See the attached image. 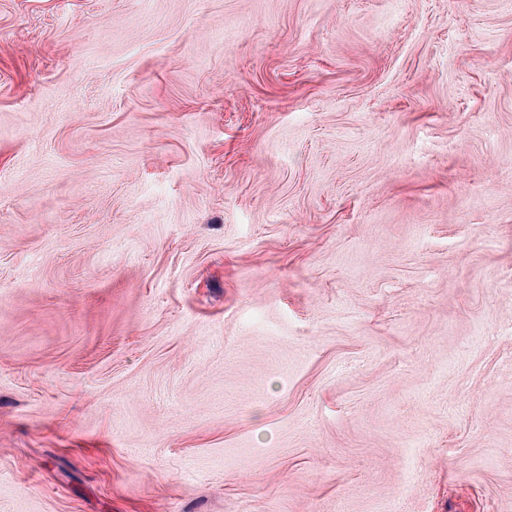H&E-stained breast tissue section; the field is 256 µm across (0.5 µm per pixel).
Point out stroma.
Here are the masks:
<instances>
[{
  "label": "stroma",
  "instance_id": "1",
  "mask_svg": "<svg viewBox=\"0 0 512 512\" xmlns=\"http://www.w3.org/2000/svg\"><path fill=\"white\" fill-rule=\"evenodd\" d=\"M512 512V0H0V512Z\"/></svg>",
  "mask_w": 512,
  "mask_h": 512
}]
</instances>
